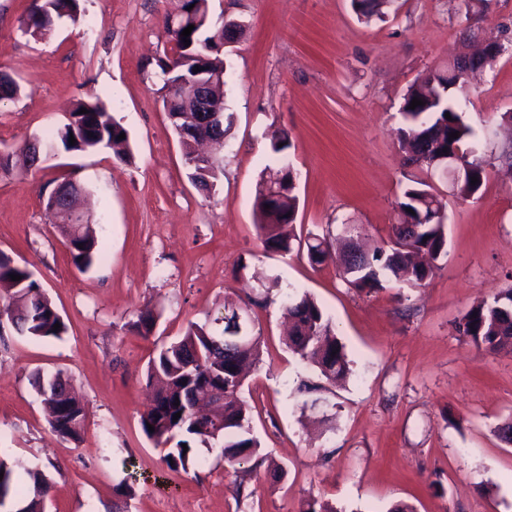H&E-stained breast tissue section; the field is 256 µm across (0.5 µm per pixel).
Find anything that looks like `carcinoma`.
<instances>
[{"label":"carcinoma","instance_id":"cac0c4a2","mask_svg":"<svg viewBox=\"0 0 512 512\" xmlns=\"http://www.w3.org/2000/svg\"><path fill=\"white\" fill-rule=\"evenodd\" d=\"M394 0H352L358 17L370 22L383 19ZM84 12L82 0H44L31 5L25 18L20 21L22 34L39 37L44 30L65 19L72 24L79 21ZM194 26L189 40L184 44L181 32ZM170 54L156 60L160 73L173 67L177 71L190 72L204 63L208 66L223 65L217 29L203 21L200 0H184L182 13L172 25H165ZM487 50L473 55V69L492 68L498 61L495 44L500 37L488 34ZM465 92L463 78L457 73V65L448 63L437 69L420 74L402 97L399 112L403 126L397 129L401 148L407 154L425 153V145L438 142L449 151L458 152V159L470 168L476 184L467 180L457 187V193L465 198L478 200L487 181V163L477 155L472 145L475 133L454 102L457 93ZM423 104L410 108L413 99ZM87 113H80V109ZM450 117H445V114ZM71 121L58 128L49 142L60 145L66 151H95L112 148L119 151L127 140L119 138L126 129L115 121L105 106L98 100L78 101L70 111ZM458 132L451 139L449 134ZM76 143L70 144L69 139ZM185 164L191 170L190 178L201 191H210L222 173L219 165L200 158L193 151L191 141L183 140ZM412 212H407V209ZM299 199L293 173L269 167L262 172L257 183L254 201L256 226L264 244L278 251L290 252L301 243L296 233ZM396 221L413 224L418 232L406 239L393 234L387 245L371 254H360L359 260L350 259L345 252L342 258V274L348 285L360 292H371L382 287V282L392 281L397 285H420L433 272V267L416 263L420 253L437 260L446 254V224L444 205L434 193V188L425 179L412 173L407 177L401 198L395 205ZM58 228L64 238H72L68 245L74 265L85 270L97 260L101 248L89 226L82 233L66 223L65 217L56 213ZM83 247H78V244ZM19 275L18 281L11 275ZM238 304L230 297L224 298L223 330L217 332L207 324L191 322L184 334L164 345L150 360L147 367V382L154 385L156 396L153 405L141 415V427L146 436L164 449L163 462L172 471L189 472L195 463L194 444L222 442V455L229 466L245 476L256 471L264 462L258 456L259 442L253 437L240 393L244 384V369L261 361V333L252 321L243 329L250 340L240 344L231 329L237 328L236 308ZM284 313L291 321L286 345L302 360L309 362L318 372L319 383L300 382L295 391L303 398V404L314 403L313 395L326 389V385H342L350 367L344 347L334 333L332 322L325 311L312 298L304 295L287 299ZM6 316L11 327L20 335L33 339H60L67 332V325L52 301L32 279L31 272L14 264L12 259L0 253V315ZM156 317L150 310L140 312L133 328L141 335H148L155 326ZM59 330H53L54 324ZM459 332L476 346L496 351L512 348V289L483 301L468 310L459 322ZM39 393L57 391L70 385L68 377L58 371L45 378L34 377ZM208 386L224 391V404L198 419L193 413L199 390ZM49 425L53 432L74 440L79 439L86 421L85 404L76 392L65 399L50 400ZM178 420H173L176 413ZM154 431H149V427ZM188 450H183V447ZM0 488L5 493L19 494L22 477L32 484V493L19 499L18 512H45V500L50 492V482L38 470L24 467L18 462L0 459Z\"/></svg>","mask_w":512,"mask_h":512}]
</instances>
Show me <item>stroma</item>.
<instances>
[{
	"mask_svg": "<svg viewBox=\"0 0 512 512\" xmlns=\"http://www.w3.org/2000/svg\"><path fill=\"white\" fill-rule=\"evenodd\" d=\"M182 0H85L77 24L24 36L31 0H0V71L24 92L0 103V252L25 266L55 304L67 333L35 340L0 326V458L43 471L47 512H512V352L491 353L456 325L474 304L512 288V55L503 54L463 107L488 161L480 200L433 185L446 205L447 255L424 286L386 284L363 294L340 273L345 223L366 249L385 245L409 171L396 138L408 87L479 40H462L458 0H397L385 21L357 20L350 0H210L213 19L244 22L224 47V99L232 124L223 173L209 193L193 185L152 76L169 45L167 17ZM97 100L128 133L119 156L57 151L37 168L15 151L48 137L71 104ZM287 134L297 174L301 236L325 234L327 257L265 251L254 222L256 182ZM73 179L87 191L102 250L78 270L45 208ZM275 278L273 301L253 308L263 361L244 386L252 433L279 480L252 478L249 497L219 447L196 445V467L174 472L143 432L151 403L149 359L188 324L219 316L225 297L248 301ZM310 295L332 319L352 372L325 406L303 407L295 388L317 371L282 342L281 303ZM159 315L151 335L131 329L140 310ZM63 372L83 398L81 439L52 432L34 373ZM135 472L134 493L116 487Z\"/></svg>",
	"mask_w": 512,
	"mask_h": 512,
	"instance_id": "35a3bbf8",
	"label": "stroma"
}]
</instances>
